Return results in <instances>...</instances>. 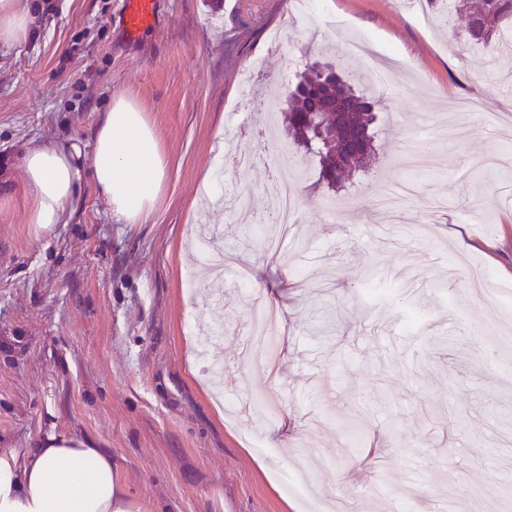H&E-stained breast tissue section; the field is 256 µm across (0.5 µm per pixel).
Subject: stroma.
I'll list each match as a JSON object with an SVG mask.
<instances>
[{"label": "stroma", "mask_w": 512, "mask_h": 512, "mask_svg": "<svg viewBox=\"0 0 512 512\" xmlns=\"http://www.w3.org/2000/svg\"><path fill=\"white\" fill-rule=\"evenodd\" d=\"M119 2L31 0L33 38L0 44V452L89 438L140 512H300L288 474L321 512H512V369L467 334L512 326V302L483 306L451 261L512 289V50L396 0H326L287 30V0H156L134 38ZM341 36L370 39L344 76L378 160L335 192L266 101ZM120 97L168 164L151 218L118 222L87 180L66 223H29L24 146L90 148ZM280 172L297 222L272 252ZM208 230L240 266L186 288ZM255 292L281 317L274 377L244 360ZM218 325L233 387L198 355Z\"/></svg>", "instance_id": "obj_1"}]
</instances>
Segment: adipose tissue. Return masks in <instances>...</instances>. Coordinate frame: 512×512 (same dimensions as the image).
I'll return each mask as SVG.
<instances>
[{
    "instance_id": "ef3b65f1",
    "label": "adipose tissue",
    "mask_w": 512,
    "mask_h": 512,
    "mask_svg": "<svg viewBox=\"0 0 512 512\" xmlns=\"http://www.w3.org/2000/svg\"><path fill=\"white\" fill-rule=\"evenodd\" d=\"M28 0H0V42L30 35ZM30 223L49 227L72 214L84 179H91L117 219L149 218L168 165L142 112L114 101L95 128L90 163L76 144L26 146L20 158ZM0 512H134L112 456L86 438L49 436L31 448L0 452Z\"/></svg>"
}]
</instances>
